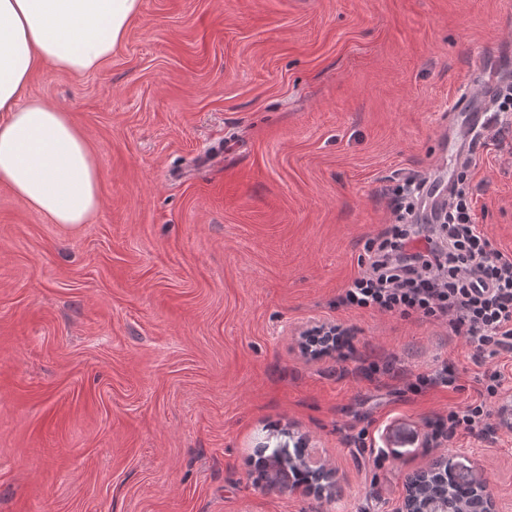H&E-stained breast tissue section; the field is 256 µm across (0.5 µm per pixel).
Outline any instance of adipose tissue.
<instances>
[{
	"label": "adipose tissue",
	"mask_w": 512,
	"mask_h": 512,
	"mask_svg": "<svg viewBox=\"0 0 512 512\" xmlns=\"http://www.w3.org/2000/svg\"><path fill=\"white\" fill-rule=\"evenodd\" d=\"M141 0H0V182L51 222L88 223L100 167L69 114L29 96L41 65L97 70L124 39Z\"/></svg>",
	"instance_id": "obj_1"
}]
</instances>
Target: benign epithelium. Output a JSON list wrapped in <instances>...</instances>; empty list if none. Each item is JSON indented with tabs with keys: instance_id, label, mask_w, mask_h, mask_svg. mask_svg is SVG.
I'll list each match as a JSON object with an SVG mask.
<instances>
[{
	"instance_id": "1",
	"label": "benign epithelium",
	"mask_w": 512,
	"mask_h": 512,
	"mask_svg": "<svg viewBox=\"0 0 512 512\" xmlns=\"http://www.w3.org/2000/svg\"><path fill=\"white\" fill-rule=\"evenodd\" d=\"M266 448L261 446L256 453L264 458L266 465L265 476L269 485L278 487L290 477L288 466L282 459L273 455H265ZM297 463L306 469L310 493L320 499L331 501L336 496L334 470L328 465L310 466L305 457H300ZM448 471H455L451 456L440 454L430 463L415 471L407 481V493L399 502L395 512H499L495 495L483 483L473 485V491L461 506H448V501L427 490V486L436 482L439 476Z\"/></svg>"
}]
</instances>
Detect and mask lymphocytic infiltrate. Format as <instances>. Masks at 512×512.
Segmentation results:
<instances>
[{
	"label": "lymphocytic infiltrate",
	"mask_w": 512,
	"mask_h": 512,
	"mask_svg": "<svg viewBox=\"0 0 512 512\" xmlns=\"http://www.w3.org/2000/svg\"><path fill=\"white\" fill-rule=\"evenodd\" d=\"M422 186L415 175L388 189L396 222L369 241L365 268L347 283L341 305L448 323L482 356L512 352V256L493 248L476 224L464 188L452 186L446 207L429 218L420 212ZM504 381L500 370L485 373L481 400L450 408L432 440L460 429L486 431L487 402L500 395Z\"/></svg>",
	"instance_id": "f902f5d3"
}]
</instances>
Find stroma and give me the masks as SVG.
<instances>
[{"label": "stroma", "mask_w": 512, "mask_h": 512, "mask_svg": "<svg viewBox=\"0 0 512 512\" xmlns=\"http://www.w3.org/2000/svg\"><path fill=\"white\" fill-rule=\"evenodd\" d=\"M509 70L512 0H142L97 71L37 69L102 205L65 229L0 183V512H394L503 361L338 297L383 190L450 161L461 83ZM475 158V221L512 254V131ZM336 322L346 359L302 352ZM442 362L456 389L408 390ZM302 438L334 501L259 481L257 446ZM440 450L512 508L511 429Z\"/></svg>", "instance_id": "1"}]
</instances>
